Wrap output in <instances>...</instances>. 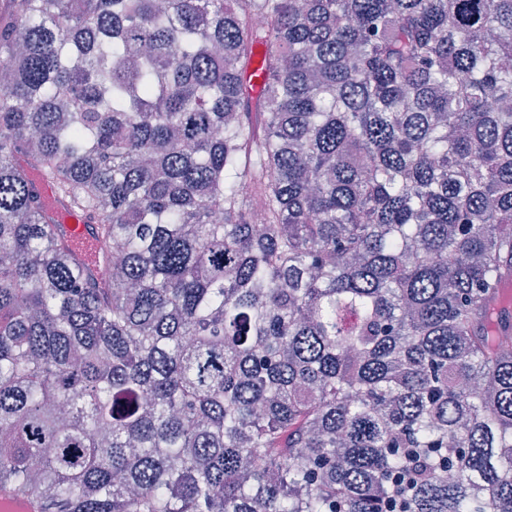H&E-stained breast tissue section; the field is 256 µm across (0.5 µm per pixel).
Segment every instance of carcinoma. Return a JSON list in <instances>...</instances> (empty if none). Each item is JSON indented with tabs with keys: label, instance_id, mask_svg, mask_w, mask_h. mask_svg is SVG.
Instances as JSON below:
<instances>
[{
	"label": "carcinoma",
	"instance_id": "1",
	"mask_svg": "<svg viewBox=\"0 0 512 512\" xmlns=\"http://www.w3.org/2000/svg\"><path fill=\"white\" fill-rule=\"evenodd\" d=\"M507 280L512 0H0V487L42 512H512ZM42 195L56 207V216L62 223V228L68 239L72 240L77 249L88 257L93 254L94 226L85 224L78 215L68 211L64 203H58L54 197V189L51 185L43 183L40 186Z\"/></svg>",
	"mask_w": 512,
	"mask_h": 512
}]
</instances>
